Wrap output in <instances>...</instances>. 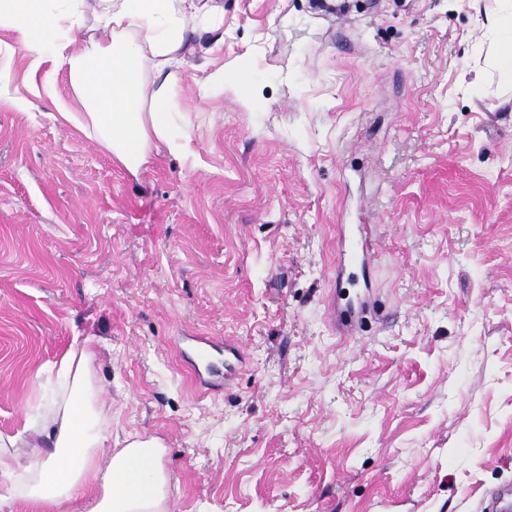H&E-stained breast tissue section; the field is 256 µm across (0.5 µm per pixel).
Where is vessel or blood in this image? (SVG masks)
Returning <instances> with one entry per match:
<instances>
[{"mask_svg":"<svg viewBox=\"0 0 512 512\" xmlns=\"http://www.w3.org/2000/svg\"><path fill=\"white\" fill-rule=\"evenodd\" d=\"M376 247L372 225L355 224L343 228L339 239L343 264L365 263ZM174 346L189 363L195 382L207 389L214 387L218 379H231L236 363L243 358L241 345L226 338L178 336L174 339Z\"/></svg>","mask_w":512,"mask_h":512,"instance_id":"vessel-or-blood-1","label":"vessel or blood"}]
</instances>
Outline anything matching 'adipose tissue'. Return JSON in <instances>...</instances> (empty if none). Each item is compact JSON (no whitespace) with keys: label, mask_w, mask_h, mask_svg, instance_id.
Instances as JSON below:
<instances>
[{"label":"adipose tissue","mask_w":512,"mask_h":512,"mask_svg":"<svg viewBox=\"0 0 512 512\" xmlns=\"http://www.w3.org/2000/svg\"><path fill=\"white\" fill-rule=\"evenodd\" d=\"M219 13L215 0H0V29L15 33L32 70L67 67L81 109L59 102L61 117L136 171L158 146L187 151L171 112L181 49L195 22ZM93 343L71 345L60 398L27 426L29 448L45 439L51 451L22 471L15 453L0 451V512H16L21 501L37 512H171L163 442L130 436L110 445L112 412L99 398Z\"/></svg>","instance_id":"1"}]
</instances>
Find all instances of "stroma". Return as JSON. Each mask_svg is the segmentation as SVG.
<instances>
[{"label":"stroma","instance_id":"stroma-1","mask_svg":"<svg viewBox=\"0 0 512 512\" xmlns=\"http://www.w3.org/2000/svg\"><path fill=\"white\" fill-rule=\"evenodd\" d=\"M218 2L172 97L194 154L135 173L59 118L67 69L31 74L0 30L29 103L0 104V436L93 336L113 432L164 442L171 512H482L512 486V112L461 76L492 0ZM364 221L369 310L336 328L338 227ZM181 334L239 342L233 385L199 394Z\"/></svg>","mask_w":512,"mask_h":512}]
</instances>
